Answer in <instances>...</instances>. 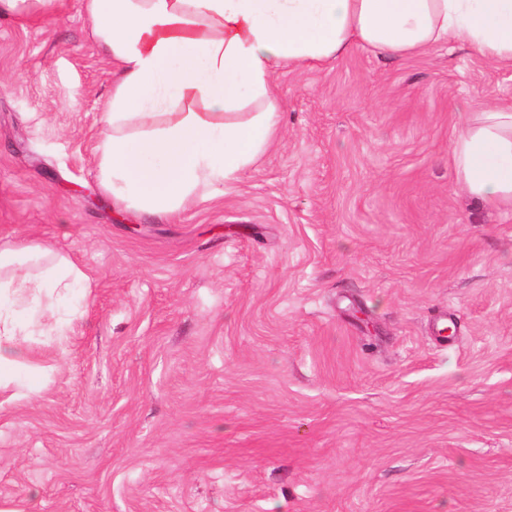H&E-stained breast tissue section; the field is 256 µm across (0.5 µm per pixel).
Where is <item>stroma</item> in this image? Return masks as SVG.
I'll list each match as a JSON object with an SVG mask.
<instances>
[{
  "label": "stroma",
  "instance_id": "1",
  "mask_svg": "<svg viewBox=\"0 0 512 512\" xmlns=\"http://www.w3.org/2000/svg\"><path fill=\"white\" fill-rule=\"evenodd\" d=\"M274 82L256 162L142 215L99 183L82 0L0 18V242L89 276L18 335L0 512H512V210L451 158L512 67L355 47Z\"/></svg>",
  "mask_w": 512,
  "mask_h": 512
}]
</instances>
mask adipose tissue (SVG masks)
<instances>
[{
  "label": "adipose tissue",
  "instance_id": "obj_1",
  "mask_svg": "<svg viewBox=\"0 0 512 512\" xmlns=\"http://www.w3.org/2000/svg\"><path fill=\"white\" fill-rule=\"evenodd\" d=\"M90 35L110 65L95 146L115 204L172 216L236 180L268 146L282 102L274 75L352 47L394 56L467 45L512 66V0H84ZM460 187L512 207V106L473 112L452 146ZM70 256L27 239L0 243V389L26 379L15 341L19 300L61 299L87 283Z\"/></svg>",
  "mask_w": 512,
  "mask_h": 512
}]
</instances>
